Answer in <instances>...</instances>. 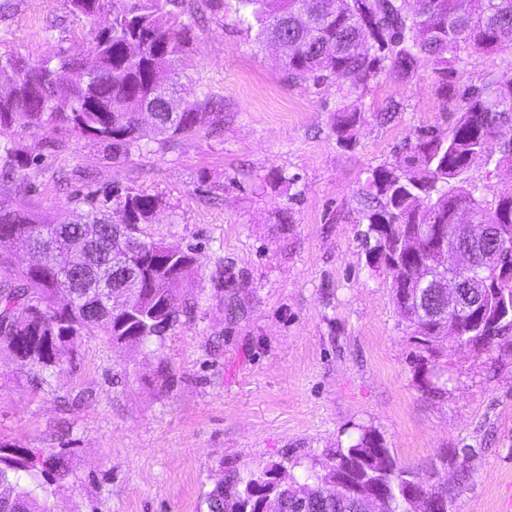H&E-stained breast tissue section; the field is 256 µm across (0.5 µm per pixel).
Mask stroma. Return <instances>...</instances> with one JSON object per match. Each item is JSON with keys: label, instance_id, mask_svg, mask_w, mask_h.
<instances>
[{"label": "stroma", "instance_id": "stroma-1", "mask_svg": "<svg viewBox=\"0 0 512 512\" xmlns=\"http://www.w3.org/2000/svg\"><path fill=\"white\" fill-rule=\"evenodd\" d=\"M93 22L62 0H11L0 54L37 60L66 47L86 56ZM184 56L178 97L224 104L221 131L144 141L113 160L105 145L59 131L13 141L34 160L33 200L44 218L75 192L123 186L158 197L144 231L191 252V305L163 340L115 345L84 336L61 369L34 379L0 351V446L60 455L69 474L20 472L52 512H208L227 469L283 460L295 475L365 425L405 465L455 480L471 473L451 512H506L512 501V343L450 351L448 390L424 391V368L391 298L366 263L361 205L370 170L394 162L417 130L447 132L435 77L384 71L363 96L336 83L288 81L285 54L258 47L233 9L209 14ZM512 70V52H465L457 86ZM391 121L380 118L390 105ZM350 105L365 121L352 145L332 130ZM492 206L512 194V171L477 160L462 176ZM231 274L239 311L227 317L212 278Z\"/></svg>", "mask_w": 512, "mask_h": 512}]
</instances>
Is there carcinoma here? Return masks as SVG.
Listing matches in <instances>:
<instances>
[{
  "instance_id": "1",
  "label": "carcinoma",
  "mask_w": 512,
  "mask_h": 512,
  "mask_svg": "<svg viewBox=\"0 0 512 512\" xmlns=\"http://www.w3.org/2000/svg\"><path fill=\"white\" fill-rule=\"evenodd\" d=\"M64 9L80 19L94 8L111 14V27L91 36L97 66L82 71L68 50L30 61L0 55V76L15 87L0 94V349L40 375L59 363V346L97 334L117 344H143L171 331L190 308L179 303L176 287L192 273V254L161 242L146 240L140 225L151 219L158 200L133 188L112 187L98 205L89 196H75V209L47 222L28 200L32 181L28 157L12 136L38 127H64L79 138L112 149V158H128L142 150V132L135 114L146 103L156 107L154 133L171 142L198 133L202 126L224 125V105L204 93L168 111L166 91L180 79L179 62L187 51L198 14L224 9L225 0H62ZM235 13L256 29L262 46L283 41L292 53L285 64L288 80H311L320 86L331 80L347 97L364 95L387 69L408 77L422 65L431 67L443 109L454 120L445 134L421 132L406 154L371 172L363 197L366 263L390 279L392 300L412 329L410 340L420 352L439 363L448 343L491 347L512 338V196L492 207L483 206L474 191L452 181L478 154L512 166V144L494 139L497 128L512 121V70L483 80L482 86L456 90L448 80L459 53L507 50L512 47V0H235ZM364 123L357 109H337V141L350 144ZM86 209H81V206ZM495 226L483 280L464 284L458 293L479 302L477 318L431 315L415 319L408 305L407 285L419 283L436 254L413 253V238L434 235L445 224L456 234L462 214ZM135 226L136 237L153 248L138 271L139 296L126 311L108 310L94 289L101 273L121 281L112 255L126 247L112 232V215ZM96 235L79 271L55 267L52 254L70 242ZM40 249L38 266L15 267L12 253ZM72 292L74 304L56 303L59 292ZM43 450L30 456L0 455V512H50L47 501L20 485L19 471L46 467ZM57 475L63 461L52 462ZM354 483L375 480L384 488L379 512H448L461 485L417 494L411 487L425 483L419 469L400 464L383 437L359 426L345 447L311 465L299 479L282 462L243 476L224 474L209 493V512H364L357 498L330 497L325 487L336 477Z\"/></svg>"
}]
</instances>
